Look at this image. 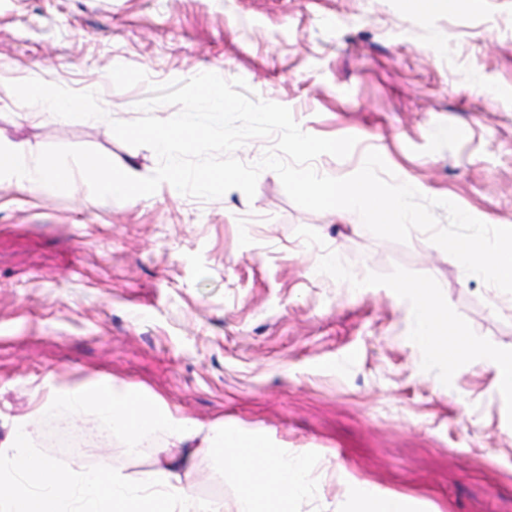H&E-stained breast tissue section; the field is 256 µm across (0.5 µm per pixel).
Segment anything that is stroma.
<instances>
[{"instance_id": "obj_1", "label": "stroma", "mask_w": 512, "mask_h": 512, "mask_svg": "<svg viewBox=\"0 0 512 512\" xmlns=\"http://www.w3.org/2000/svg\"><path fill=\"white\" fill-rule=\"evenodd\" d=\"M203 72L244 79L306 133L356 137L348 157L315 161L325 175H353L374 149L427 197L512 225V0L426 16L401 0H0L1 144L89 147L150 176L154 151L110 120L138 118L150 84ZM33 77L98 92L105 118L30 117L9 85ZM334 248L339 273L319 274ZM409 282L436 286L457 334L512 344V313L426 235L399 243L305 210L269 170L250 199L163 184L92 205L78 179L38 195L5 183L0 416L46 385L105 378L305 449L333 512L363 486L421 512H512V395L478 365L419 367ZM101 425L73 430L86 465L146 469L165 440L134 455L115 432L96 440Z\"/></svg>"}]
</instances>
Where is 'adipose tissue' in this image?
Listing matches in <instances>:
<instances>
[{
	"instance_id": "ef3b65f1",
	"label": "adipose tissue",
	"mask_w": 512,
	"mask_h": 512,
	"mask_svg": "<svg viewBox=\"0 0 512 512\" xmlns=\"http://www.w3.org/2000/svg\"><path fill=\"white\" fill-rule=\"evenodd\" d=\"M417 306L413 338L428 352L427 364L456 370L477 363L494 372L502 393L512 394V349L486 348L464 339L449 345L448 305L435 287L409 284ZM40 411L64 409L71 419L96 413L130 447L160 432L165 443L150 468L113 470L108 459L89 469L80 462L61 468L38 451L35 414L14 416L0 439V512H299L317 495L314 463L304 451L278 452L261 435L221 424L209 427L175 415L159 398H143L103 382L94 386L48 387ZM261 449L252 460V449ZM220 452L224 472L237 485L233 503L204 499L195 491L202 476L195 459Z\"/></svg>"
}]
</instances>
